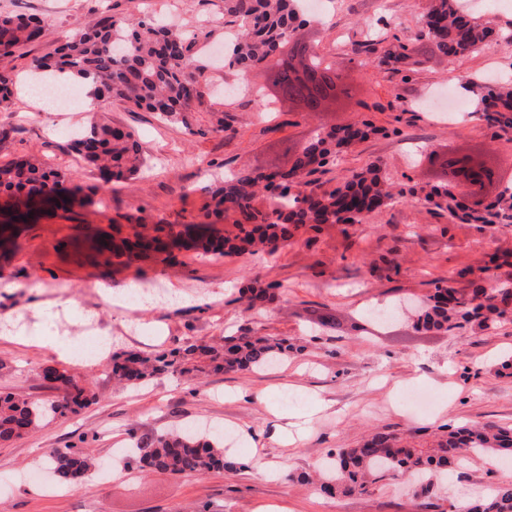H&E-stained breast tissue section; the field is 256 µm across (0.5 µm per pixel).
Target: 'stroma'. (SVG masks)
<instances>
[{"instance_id":"35a3bbf8","label":"stroma","mask_w":512,"mask_h":512,"mask_svg":"<svg viewBox=\"0 0 512 512\" xmlns=\"http://www.w3.org/2000/svg\"><path fill=\"white\" fill-rule=\"evenodd\" d=\"M474 17L497 41L491 50L447 61L419 37L429 0H329L327 18L302 25L318 55L339 62L347 98L305 112L283 101L259 111L253 97L226 96L222 87L247 78L265 83L261 69L209 72L197 132L160 122L153 113L106 100L94 111L40 112L27 92L0 112V164L19 156L73 174L84 194L67 214L43 216L21 237L15 254L0 256V315L12 314L32 331L41 326L34 301L68 304L59 329L111 338L114 352L152 355L191 341L213 342L254 331L303 344L278 365L250 372H212L192 380L161 376L137 387L114 384L99 358L62 357L49 348L0 338V390L31 400L57 395L45 367L84 377L96 404L40 425L32 434L0 442V512H450L451 492L512 480V466L471 457L448 485L423 490L395 477L367 494L327 499L296 481L332 452L361 442L371 431L430 433L449 424L493 422L512 427V377L497 361L512 353V321L493 331L417 332L414 312L382 321L367 307L392 311L400 299L423 297L435 280L467 287L468 276L512 286V225L461 224L403 199L360 224H323L297 233L271 255L204 258L174 252L164 262L130 267L94 261L82 243L93 227L201 219L214 172L290 166L320 126L371 122L379 132L320 173L325 188L380 162L395 189L436 183V167L422 151L478 153L512 177V131L492 134L478 115L434 120L426 107L449 87L460 98L464 78L512 83V0H474ZM169 18L176 27H208L209 46L224 43V0H0V12L35 14L46 21L41 38L24 52L0 56V73L25 80L33 58L51 52L78 26L105 13L135 10ZM385 16L387 35L413 45L425 63L409 79L353 55L366 21ZM225 129L213 131L214 112ZM132 132L150 171L96 192V176L68 145L67 132L92 119ZM274 284L278 298L242 313L237 297L254 282ZM111 288V299L98 286ZM222 425L233 470L170 477L115 460L130 430L161 432L188 425ZM90 451L125 475L62 487L48 475L52 448Z\"/></svg>"}]
</instances>
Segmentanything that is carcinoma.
<instances>
[{
  "mask_svg": "<svg viewBox=\"0 0 512 512\" xmlns=\"http://www.w3.org/2000/svg\"><path fill=\"white\" fill-rule=\"evenodd\" d=\"M224 14L235 26L233 39L225 45L228 66L242 70L264 65L285 46L297 18V0H224ZM43 20L0 13V55L10 56L42 36ZM422 36L438 55L453 59L478 53L488 43V31L460 9L458 0H431ZM198 35L173 30L154 16L109 15L93 28L78 27L53 52L33 60V78L47 82L60 74H71L91 82L95 99H116L155 113L168 123L193 130L195 114L205 104L202 82L207 62L195 50ZM378 52V64L407 74L423 60L398 37L386 41L378 33L358 44L354 53ZM305 75H320V87L333 96L348 94L341 70L324 63L311 44L300 60ZM293 66L278 70L276 98L295 102L300 109L316 112L320 102L307 81L292 79ZM17 82L0 73V107H6ZM474 108L486 126L497 133L512 131V88L471 83ZM378 128L332 126L318 132L283 172L239 169L207 187L212 206L205 221L182 225H129L120 241H98V249L122 259V264L157 258L174 248L195 249L211 258L240 254L274 253L295 233L321 224H360L383 207L393 206L404 192H392L380 165L367 164L351 173L341 185L326 189L313 178L319 169L334 164L357 142ZM71 148L86 165L98 172L95 190H106L114 181L141 172L144 161L132 134L109 123L94 122L71 139ZM83 188L74 178L44 166L30 157H18L0 165V198L14 221L0 224L3 254L19 248L20 226L45 209H69ZM412 199L463 224H512V188L491 199L470 204L463 192L440 182L429 188L411 189ZM231 221L235 233L224 237L210 234L209 221ZM249 312L277 299L273 285L247 289ZM512 315V288H458L446 280L434 283V291L419 302L414 326L426 333L450 332L466 325L491 330ZM298 346L286 337L260 335L226 336L219 345L192 343L177 351L142 356L133 352L112 355V376L120 383L138 385L164 373L250 371L272 366ZM45 379L56 383V399L36 402L0 393V441L9 442L32 433L44 420L63 418L96 403L89 387L67 370L47 367ZM472 455L512 462V427L493 423L450 425L432 439L416 433L375 431L354 447L338 448L332 473L320 476L315 490L325 497H349L368 492L387 477L410 475L425 486L462 464ZM58 484L73 485L89 475L94 458L69 448L47 452ZM128 462L169 476H203L234 467L225 461L224 435L215 431L200 436L192 430L132 435ZM469 512H512V482H503L480 493L463 505Z\"/></svg>",
  "mask_w": 512,
  "mask_h": 512,
  "instance_id": "carcinoma-1",
  "label": "carcinoma"
}]
</instances>
